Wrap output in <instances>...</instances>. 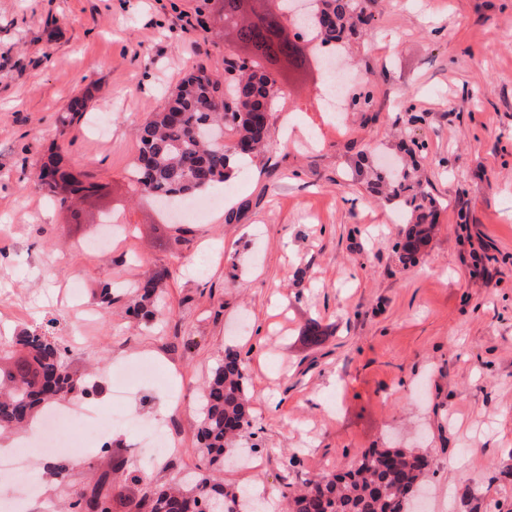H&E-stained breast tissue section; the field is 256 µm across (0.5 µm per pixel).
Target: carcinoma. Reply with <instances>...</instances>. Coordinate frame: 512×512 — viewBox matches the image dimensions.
Wrapping results in <instances>:
<instances>
[{"label":"carcinoma","instance_id":"obj_1","mask_svg":"<svg viewBox=\"0 0 512 512\" xmlns=\"http://www.w3.org/2000/svg\"><path fill=\"white\" fill-rule=\"evenodd\" d=\"M240 0H222L219 20L234 24L237 41L255 43L267 52L295 57V44L282 36L283 18L293 12L294 0H284L280 14L261 23L239 22ZM308 15L293 22L305 40L318 48L343 50L359 25L368 22L367 0H315ZM260 68L249 71L229 59L224 79L200 69L177 88L172 101L138 127V155L131 173L135 185L166 203H184L215 182L232 174L229 160H242L263 146L270 135L269 114L277 103L275 78L258 56ZM85 109V100L73 99L58 117L72 123ZM392 198L417 212L397 250L407 265L425 245L434 229V200L414 185L410 174L388 178ZM170 271L163 269L134 286L136 302L129 312L148 329L162 318L158 301ZM121 289L103 281L93 291L100 308H110ZM58 319H48L43 329H24L0 345V436L17 437L42 411L52 410L73 397L90 396L97 389L87 385L73 369L72 347L54 335ZM247 363L236 350L226 347L202 389L201 408L194 424L196 448L202 465L187 484L152 485L148 473L129 470L123 458L112 459L111 469L97 473L92 460L83 462L86 472L97 476L90 488L70 490L65 512H113L114 490L132 484L138 493L123 498L126 512H203L211 498L224 504L223 512H235L239 504L247 512H266L263 502L243 489L224 487V458L242 447L252 426L247 392ZM430 473L428 455L408 448H368L357 460L336 471H323L305 488L288 492L289 512H412L416 494Z\"/></svg>","mask_w":512,"mask_h":512}]
</instances>
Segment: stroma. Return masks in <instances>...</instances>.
I'll use <instances>...</instances> for the list:
<instances>
[{
    "label": "stroma",
    "mask_w": 512,
    "mask_h": 512,
    "mask_svg": "<svg viewBox=\"0 0 512 512\" xmlns=\"http://www.w3.org/2000/svg\"><path fill=\"white\" fill-rule=\"evenodd\" d=\"M203 6L0 0V336L58 314L101 411L115 365L152 361L159 380L127 391L173 445L149 466L156 484L195 471L199 392L227 345L248 365L254 436L225 485L287 512L285 486L392 446L430 457L425 512H512V0H368L342 58L371 108L325 111L317 69L291 78L266 149L208 190L199 219L170 223L129 179L135 130L189 73L223 76L241 55L232 30L197 26ZM77 95L85 115L61 127ZM61 144L100 195L34 189ZM400 160L437 200L408 267L394 247L410 212L367 185ZM103 210L120 224L106 244ZM165 268L163 322L139 329L131 287ZM105 279L123 290L109 311L90 294ZM10 487L23 512L66 493L36 464Z\"/></svg>",
    "instance_id": "stroma-1"
}]
</instances>
